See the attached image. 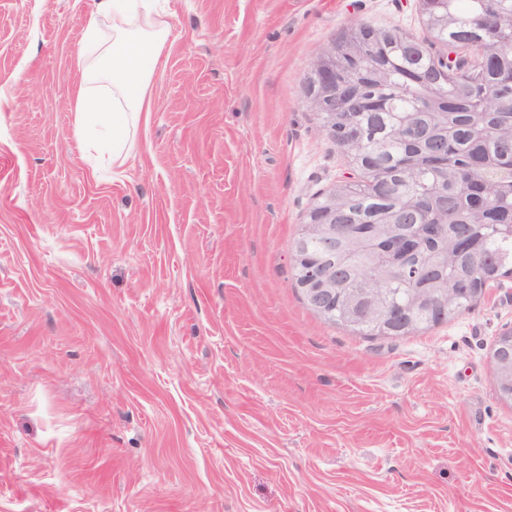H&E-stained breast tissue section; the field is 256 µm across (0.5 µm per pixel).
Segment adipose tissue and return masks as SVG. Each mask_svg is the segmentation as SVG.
Segmentation results:
<instances>
[{"label": "adipose tissue", "mask_w": 512, "mask_h": 512, "mask_svg": "<svg viewBox=\"0 0 512 512\" xmlns=\"http://www.w3.org/2000/svg\"><path fill=\"white\" fill-rule=\"evenodd\" d=\"M87 42L76 58L79 88L71 110L77 128L91 116L112 131V160L123 163L133 150L139 126L147 124L152 103L151 78L169 36V24L157 0H93L84 19ZM112 87V104L97 96Z\"/></svg>", "instance_id": "ef3b65f1"}]
</instances>
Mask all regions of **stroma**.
I'll list each match as a JSON object with an SVG mask.
<instances>
[{
    "label": "stroma",
    "instance_id": "35a3bbf8",
    "mask_svg": "<svg viewBox=\"0 0 512 512\" xmlns=\"http://www.w3.org/2000/svg\"><path fill=\"white\" fill-rule=\"evenodd\" d=\"M160 6L149 123L96 173L70 110L90 0H0V512H512V279L406 336L296 285L353 174L313 62L355 22L424 37L418 0ZM511 332H504L500 336L497 337L492 351V357L496 350H498L501 346L504 345V343L507 341L506 337ZM512 336V332H511ZM511 346L510 348L504 347L500 349L493 357L492 363L498 370V372L509 379V381H512V361H511Z\"/></svg>",
    "mask_w": 512,
    "mask_h": 512
}]
</instances>
